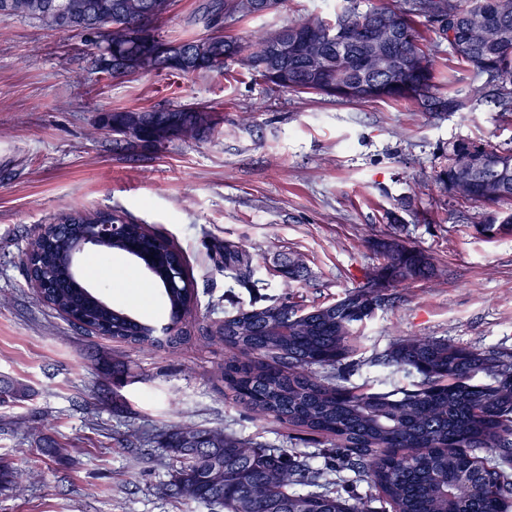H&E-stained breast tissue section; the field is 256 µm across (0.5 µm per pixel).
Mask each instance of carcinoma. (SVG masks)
I'll return each mask as SVG.
<instances>
[{
	"label": "carcinoma",
	"instance_id": "carcinoma-1",
	"mask_svg": "<svg viewBox=\"0 0 512 512\" xmlns=\"http://www.w3.org/2000/svg\"><path fill=\"white\" fill-rule=\"evenodd\" d=\"M284 0H205L193 21L204 32L167 41L160 22L171 0H0V23L28 19L52 32H71L93 50L104 79L164 73L189 77L224 72L239 60L269 93L303 92L346 102L394 100L417 103L430 115L460 112L467 101L430 93L433 50L446 43L453 54L486 82L472 89L476 99L493 97L502 112H512V0H394L364 11L347 0L331 19L314 15L301 22L270 28L250 42L226 34L243 20L269 13ZM377 17L387 20L397 54L396 83L373 77L370 52L357 27ZM139 28H131L133 22ZM288 41L292 52L278 61L274 51ZM143 112L141 132L126 145L158 149L175 140L197 141L220 134L219 109L204 103L177 108H105L98 131L125 135L130 118ZM483 158L495 170L475 178L464 201L486 209L484 224H512V212L499 206L512 201V148L459 139L448 148V164L436 181L455 195L453 173ZM501 175L502 188L487 192L485 178ZM97 211L63 213L61 224H93ZM122 235L100 251L101 257L124 251L127 239L147 253L155 245L148 230L124 216ZM37 244L36 255L54 264L68 241ZM380 263L364 281L330 304L299 309L283 300L270 304L255 298L222 320L198 328L205 341H220L227 350L218 377L224 395L246 413L285 423L319 437L324 465L311 466L294 448H273L244 441L216 428L190 423L170 426L159 445L172 463L171 486L181 498L202 503L213 512H374L327 489L332 472L364 474L376 500L392 512H507L512 503V349L473 350L446 338L404 336L375 357L374 364L410 378L409 387L372 390L345 385L346 371L357 352L355 328L396 296L375 293L435 274L425 252L392 239L377 245ZM224 269L253 289L252 260L224 247ZM167 306L169 335H154L151 323L122 309L101 316L112 324V338L141 348H174L186 339L192 314L190 284L167 288L155 281ZM91 296L64 285L51 293L60 309H88ZM323 369L318 375L313 368ZM28 388L0 380V404L20 402ZM297 486L318 491L300 494Z\"/></svg>",
	"mask_w": 512,
	"mask_h": 512
}]
</instances>
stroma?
<instances>
[{"label":"stroma","mask_w":512,"mask_h":512,"mask_svg":"<svg viewBox=\"0 0 512 512\" xmlns=\"http://www.w3.org/2000/svg\"><path fill=\"white\" fill-rule=\"evenodd\" d=\"M343 0H285L279 13L238 24L263 28L340 10ZM71 34L23 18L0 35V378L26 384L28 400L0 405V459L29 471L0 488V512H210L176 496L158 436L187 422L247 441L296 448L322 465L308 434L252 418L224 397V348L191 339L149 351L76 328L30 288L21 259L38 225L72 210L119 211L182 250L198 317L223 316L227 292L300 307L331 303L358 286L378 258L372 244L400 238L438 269L408 281L393 306L357 328L351 384L406 383L372 358L402 336L445 337L474 349H512V234L487 233L483 207L456 200L434 179L448 145L465 138L512 147V115L470 100L443 119L404 101L349 103L316 94H268L236 61L223 74H136L111 81ZM436 95L469 97L477 80L448 47L434 61ZM207 102L221 133L128 151L95 133L99 111ZM398 223H390L389 213ZM250 255L257 291L224 271V248ZM285 254L302 271H275ZM87 283L136 316L159 320L153 281L131 259H91ZM124 363L113 380L105 360ZM70 449L45 456L41 437Z\"/></svg>","instance_id":"1"}]
</instances>
